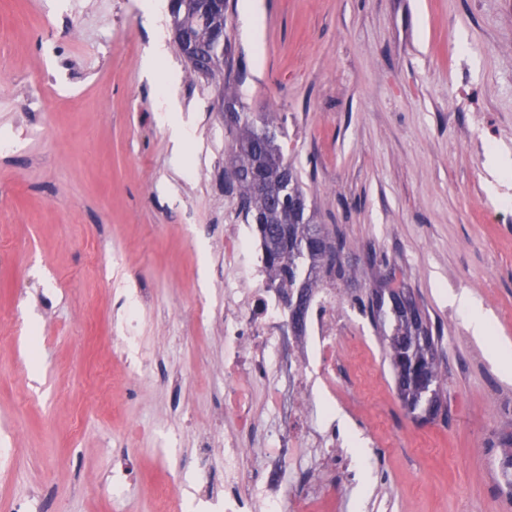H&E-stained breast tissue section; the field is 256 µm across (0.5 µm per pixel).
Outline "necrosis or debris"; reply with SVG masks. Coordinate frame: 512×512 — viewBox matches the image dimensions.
Wrapping results in <instances>:
<instances>
[{
  "instance_id": "necrosis-or-debris-1",
  "label": "necrosis or debris",
  "mask_w": 512,
  "mask_h": 512,
  "mask_svg": "<svg viewBox=\"0 0 512 512\" xmlns=\"http://www.w3.org/2000/svg\"><path fill=\"white\" fill-rule=\"evenodd\" d=\"M354 326L341 288L311 291L304 315L293 319L281 289L271 287L263 259L240 225L224 229V410L235 426L224 434V484L208 483L214 438L203 444L193 475L170 474L179 495L161 494L159 512H308L313 472L296 467L301 449L318 448L327 471L348 472L350 459L337 450L334 434L322 432L313 415V395L333 384L345 350L341 339ZM271 378V407L287 418L272 433L254 409L253 382ZM294 470L292 485L281 474Z\"/></svg>"
}]
</instances>
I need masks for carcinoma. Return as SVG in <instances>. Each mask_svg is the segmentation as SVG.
<instances>
[{"label":"carcinoma","mask_w":512,"mask_h":512,"mask_svg":"<svg viewBox=\"0 0 512 512\" xmlns=\"http://www.w3.org/2000/svg\"><path fill=\"white\" fill-rule=\"evenodd\" d=\"M230 134L239 214L244 223L255 225L270 282L288 289L290 302L296 288L307 294L327 281L354 282L356 271L343 257V233L316 223L313 212L297 215L280 200L287 193L302 194L304 190L296 168L285 157L282 132L274 120L266 117L257 123L240 118L230 127ZM282 164L288 165L286 177L280 170ZM365 263L384 266L376 272L377 290L369 291L363 310L380 329L384 357L404 408L418 423L447 415L438 366L441 330L420 306L409 315L400 305H392L406 295L396 286L395 265L380 258L373 248L365 253Z\"/></svg>","instance_id":"1"}]
</instances>
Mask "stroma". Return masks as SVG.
Wrapping results in <instances>:
<instances>
[{
    "label": "stroma",
    "mask_w": 512,
    "mask_h": 512,
    "mask_svg": "<svg viewBox=\"0 0 512 512\" xmlns=\"http://www.w3.org/2000/svg\"><path fill=\"white\" fill-rule=\"evenodd\" d=\"M143 0H0V503L155 512L167 468L192 472L224 412V227L232 137L215 81L177 46L144 59L169 14ZM228 0L237 112L274 116L321 224L346 237L354 303L366 245L443 336L447 420L404 409L367 317L344 373L362 406L336 433L374 438L347 492L363 512H512L496 442L512 433V0H262L252 39ZM489 312L472 335L448 295ZM141 298L130 374L113 336ZM129 489L113 499L120 460Z\"/></svg>",
    "instance_id": "1"
}]
</instances>
